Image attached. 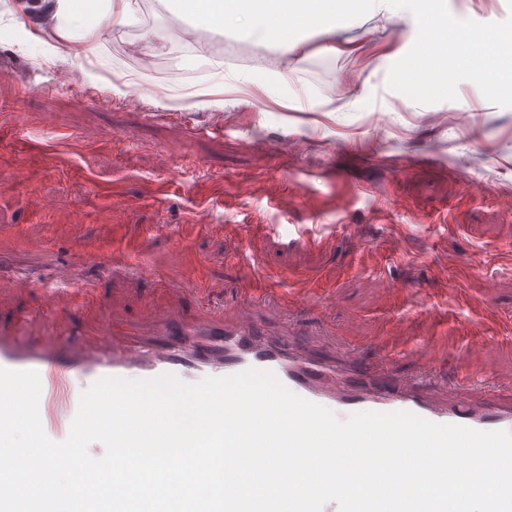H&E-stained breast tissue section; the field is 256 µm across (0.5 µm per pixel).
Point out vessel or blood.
<instances>
[{
	"instance_id": "vessel-or-blood-1",
	"label": "vessel or blood",
	"mask_w": 512,
	"mask_h": 512,
	"mask_svg": "<svg viewBox=\"0 0 512 512\" xmlns=\"http://www.w3.org/2000/svg\"><path fill=\"white\" fill-rule=\"evenodd\" d=\"M48 308L67 314L78 292L91 283L79 280L74 266H55ZM31 317L22 313L0 325V367L34 370L40 376L39 415L46 435L57 442L69 434L80 392L76 382L91 385L111 376L148 379L172 372L187 382L207 376H230L248 369L267 370L295 394L332 410L339 418L361 411H407L437 424H458L476 430L512 431V396L508 399H460L472 379L449 380L452 399H429L418 376L394 378L383 367L362 370L356 360L341 362L308 352L304 339L271 336L252 308H240L232 321L223 315L187 316L172 308L163 315L148 314L149 329L84 333L76 347L19 345Z\"/></svg>"
}]
</instances>
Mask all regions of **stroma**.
<instances>
[{
  "instance_id": "1",
  "label": "stroma",
  "mask_w": 512,
  "mask_h": 512,
  "mask_svg": "<svg viewBox=\"0 0 512 512\" xmlns=\"http://www.w3.org/2000/svg\"><path fill=\"white\" fill-rule=\"evenodd\" d=\"M132 4L141 24L113 28L104 70L50 55L54 32L33 17L18 24L15 0H0V275L24 260L36 283L0 294V324L45 312L40 285L60 263L94 280V295L34 322L28 341L115 317L140 328L149 304L229 317L274 288L287 302L253 303L270 335L303 334L319 352L368 363L392 355L395 377L423 373L406 350L426 339L447 372L512 393V346L468 347L461 335L512 322V210L497 203L512 193V107L469 80L456 101L431 105L390 90L417 26L383 4L285 46L188 34L161 0ZM188 53L223 63V107L205 104ZM258 69L263 86L235 79ZM133 94L139 107L124 103ZM179 109L187 125L173 119ZM219 121L223 133H211ZM288 138L290 157L279 149ZM378 277L394 291L366 287Z\"/></svg>"
}]
</instances>
